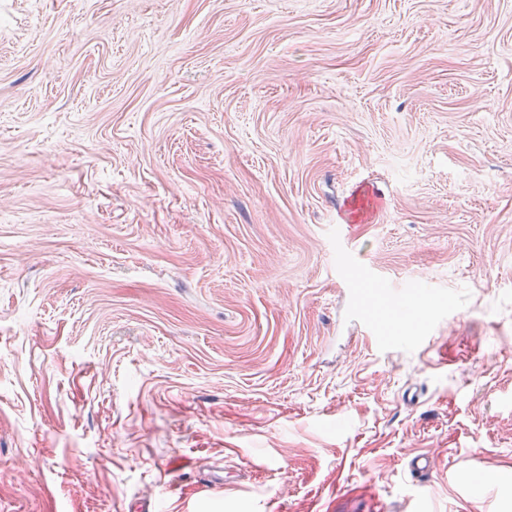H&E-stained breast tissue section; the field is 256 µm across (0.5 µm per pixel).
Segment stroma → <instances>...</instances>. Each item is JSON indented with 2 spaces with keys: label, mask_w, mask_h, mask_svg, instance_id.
Returning <instances> with one entry per match:
<instances>
[{
  "label": "stroma",
  "mask_w": 512,
  "mask_h": 512,
  "mask_svg": "<svg viewBox=\"0 0 512 512\" xmlns=\"http://www.w3.org/2000/svg\"><path fill=\"white\" fill-rule=\"evenodd\" d=\"M143 498L512 512V0H0V512Z\"/></svg>",
  "instance_id": "35a3bbf8"
}]
</instances>
